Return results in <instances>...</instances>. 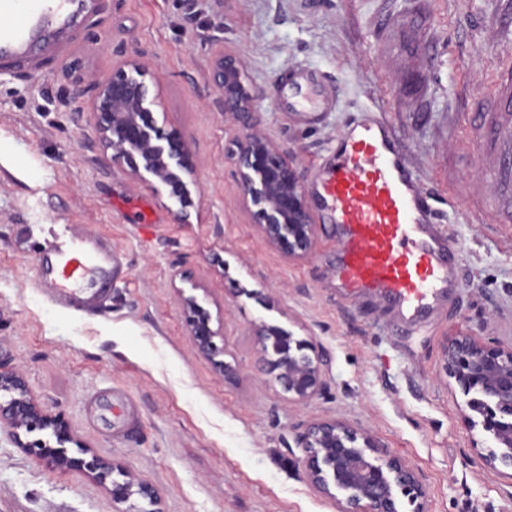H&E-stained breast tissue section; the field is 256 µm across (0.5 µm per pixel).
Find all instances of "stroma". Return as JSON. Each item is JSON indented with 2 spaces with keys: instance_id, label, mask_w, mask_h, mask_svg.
Masks as SVG:
<instances>
[{
  "instance_id": "stroma-1",
  "label": "stroma",
  "mask_w": 512,
  "mask_h": 512,
  "mask_svg": "<svg viewBox=\"0 0 512 512\" xmlns=\"http://www.w3.org/2000/svg\"><path fill=\"white\" fill-rule=\"evenodd\" d=\"M222 52L258 94L256 131L292 154L305 188L337 136L380 110L458 249L461 286L444 308L407 325L378 299L339 293L333 225L315 223L302 259L265 241L242 199L240 130L211 79ZM130 56L153 78L158 127L189 145L187 221L152 177L113 164L90 113L95 86ZM509 64L512 0H93L52 47L0 64V363L68 425V454L84 444L151 483L163 512H336L299 467V434L332 419L415 471L423 506L400 512H512V469L488 462L493 443L444 371L454 337L512 346V210L488 181L498 159L476 147L473 104ZM297 68L324 76L330 111H288ZM60 224L120 250L105 302L63 308L39 279ZM190 295L221 324L231 373L197 352ZM263 324L322 352L311 401L262 371ZM116 510L87 471L50 467L0 433V512Z\"/></svg>"
}]
</instances>
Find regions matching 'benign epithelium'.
Segmentation results:
<instances>
[{"instance_id": "7a95c632", "label": "benign epithelium", "mask_w": 512, "mask_h": 512, "mask_svg": "<svg viewBox=\"0 0 512 512\" xmlns=\"http://www.w3.org/2000/svg\"><path fill=\"white\" fill-rule=\"evenodd\" d=\"M212 81L222 92L224 111L238 123L237 166L244 205L253 210L265 240L290 258L306 255L314 224L306 204L305 188L289 155L253 130L254 95L239 59L217 56ZM149 70L136 56L113 68L97 84L91 102L96 127L104 145L112 150V162L140 177L147 173L161 183L169 198L180 206L177 217L188 214V180L194 175L189 147L177 133L165 134L157 126L160 107L151 90ZM189 335L206 356L217 350L220 329L211 326L210 315L193 296L183 298ZM266 354L267 373L299 402L318 395L322 388V359L310 343L296 340L284 329L262 325L257 330ZM444 369L465 394L472 395L470 410L480 417L483 432L501 449L499 459L512 467V346L486 345L472 336H459L447 344ZM0 422L9 437L53 467L82 468L99 484L111 485L112 501L135 512V500L156 508L159 494L146 481L112 479L117 466L76 444L80 456L62 454L40 441L21 439V434L50 429L64 443L73 442L65 424L46 414L33 398L22 375L0 366ZM304 448L302 470L312 487L336 499L338 512H399L403 495L416 503L425 491L415 473L398 457L379 447L371 437L343 422L316 421L299 435Z\"/></svg>"}]
</instances>
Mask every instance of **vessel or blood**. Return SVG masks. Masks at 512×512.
<instances>
[{"label": "vessel or blood", "instance_id": "b4317fda", "mask_svg": "<svg viewBox=\"0 0 512 512\" xmlns=\"http://www.w3.org/2000/svg\"><path fill=\"white\" fill-rule=\"evenodd\" d=\"M73 0H0V61L21 58L46 33L70 26ZM296 107L318 111L315 76L291 78ZM480 145L499 154L491 179L497 198L512 203V73L503 72L491 97L477 99ZM314 201L336 227L341 248L336 277L355 296H375L403 322L434 312L459 288L456 247L436 228L437 214L392 127L382 118L362 135L342 134L335 160L319 168ZM41 276L75 307L103 296L121 269L110 240L70 230L52 232L41 249Z\"/></svg>", "mask_w": 512, "mask_h": 512}]
</instances>
